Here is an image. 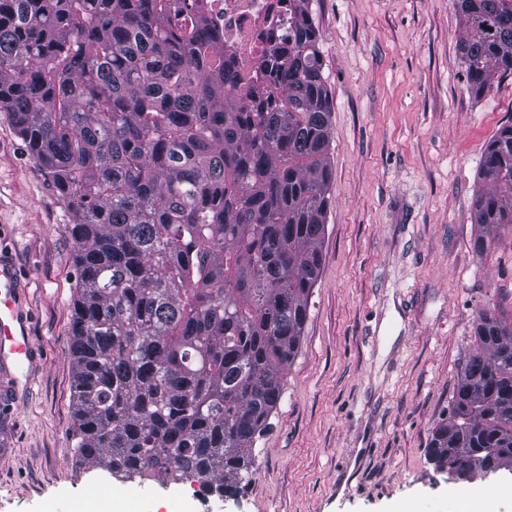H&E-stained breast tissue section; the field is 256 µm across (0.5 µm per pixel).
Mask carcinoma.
Returning <instances> with one entry per match:
<instances>
[{
    "instance_id": "cac0c4a2",
    "label": "carcinoma",
    "mask_w": 512,
    "mask_h": 512,
    "mask_svg": "<svg viewBox=\"0 0 512 512\" xmlns=\"http://www.w3.org/2000/svg\"><path fill=\"white\" fill-rule=\"evenodd\" d=\"M259 81L187 0H0V112L76 245L77 456L112 475H253L321 270L331 92L310 0ZM471 92L512 76V0H456ZM473 223L512 225V124L486 146ZM428 457L512 466V324L479 314Z\"/></svg>"
}]
</instances>
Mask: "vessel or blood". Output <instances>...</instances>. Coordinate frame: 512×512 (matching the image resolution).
Here are the masks:
<instances>
[{"label":"vessel or blood","instance_id":"b4317fda","mask_svg":"<svg viewBox=\"0 0 512 512\" xmlns=\"http://www.w3.org/2000/svg\"><path fill=\"white\" fill-rule=\"evenodd\" d=\"M18 279L11 260L0 256V363L11 365L15 386H28L34 351L29 331L16 306Z\"/></svg>","mask_w":512,"mask_h":512}]
</instances>
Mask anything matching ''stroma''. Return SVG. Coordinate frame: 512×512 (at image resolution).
Returning a JSON list of instances; mask_svg holds the SVG:
<instances>
[{"instance_id": "stroma-1", "label": "stroma", "mask_w": 512, "mask_h": 512, "mask_svg": "<svg viewBox=\"0 0 512 512\" xmlns=\"http://www.w3.org/2000/svg\"><path fill=\"white\" fill-rule=\"evenodd\" d=\"M330 114V208L299 352L252 480L231 497L199 483L112 476L76 460L75 244L70 214L0 112V254L39 351L29 389L0 373V512H448L456 482L430 463L474 351L479 313L512 323V227L473 224L484 151L512 122V77L468 89L456 0H310ZM473 512H512V469Z\"/></svg>"}]
</instances>
